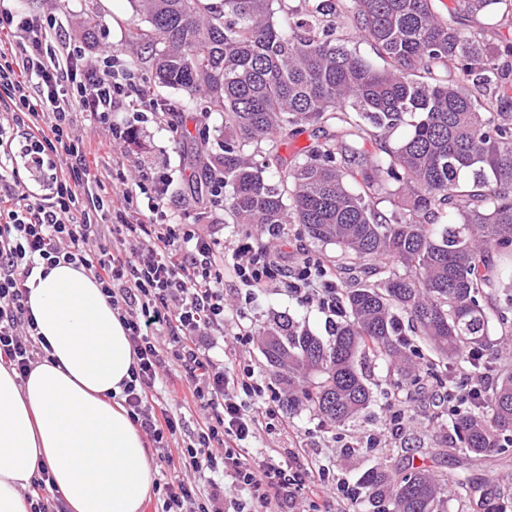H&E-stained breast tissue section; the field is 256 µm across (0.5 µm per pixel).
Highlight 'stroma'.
<instances>
[{
  "label": "stroma",
  "mask_w": 512,
  "mask_h": 512,
  "mask_svg": "<svg viewBox=\"0 0 512 512\" xmlns=\"http://www.w3.org/2000/svg\"><path fill=\"white\" fill-rule=\"evenodd\" d=\"M27 14L41 17L55 13L64 24V32L73 42L82 43L81 23L86 17L97 19L96 43L84 48L86 60H93L101 53L115 55L120 61L130 59L126 45V23L132 17L129 0H25ZM135 74L153 98L176 105V113L168 115L165 122H147L138 131L137 144L129 145L131 159L146 165L168 169L180 190L169 201L170 209L194 214L209 206V196L198 195V177L201 169L195 160V149L207 144L217 150L221 140V116L208 110L204 97L155 84L148 66L136 67ZM208 112L207 125L195 123L193 116ZM224 298L228 307L242 311L243 324L250 331H257L274 318L289 316L305 324L315 335L328 336V321L317 304L291 295L282 282L270 288L247 294L240 288L232 269L224 271ZM216 357L225 363H245L262 375L271 390H278L272 372L261 355L257 343L241 345L232 336H225L214 350ZM367 375L374 383V403L368 412L351 423L345 430L337 431L325 426L312 411L301 410L287 417V428L272 431L262 429L246 443L251 453H268L276 448L303 446L315 467L328 471L331 478L355 483L358 477L376 461L390 460L395 464L414 463L421 469L443 473L453 479L468 476L469 471L457 450L438 444L431 433L413 428L414 438L407 449H400L399 439H388L376 448L369 449L365 441L389 427L395 409L387 396L385 382L387 365L384 361H370L365 365Z\"/></svg>",
  "instance_id": "obj_1"
}]
</instances>
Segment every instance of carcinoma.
<instances>
[{"instance_id":"1","label":"carcinoma","mask_w":512,"mask_h":512,"mask_svg":"<svg viewBox=\"0 0 512 512\" xmlns=\"http://www.w3.org/2000/svg\"><path fill=\"white\" fill-rule=\"evenodd\" d=\"M134 63L158 83L208 98L222 114L224 212L235 224L303 234L339 255L345 317L325 341L287 316L258 331L288 411L304 406L342 430L372 404L364 361L388 363L389 386L411 387L428 415L430 388L465 359L479 374L501 351L492 322L512 330V82L498 65L512 41V0H131ZM353 29L376 64L348 45ZM308 145L278 155L305 126ZM403 137L390 141L398 129ZM372 145L374 150L366 149ZM254 146L249 152L246 147ZM388 202L390 209L381 207ZM449 417L471 461L512 450V370ZM483 512H512V487ZM448 480L376 464L357 480L353 512H448Z\"/></svg>"}]
</instances>
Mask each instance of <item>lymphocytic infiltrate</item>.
<instances>
[{
	"mask_svg": "<svg viewBox=\"0 0 512 512\" xmlns=\"http://www.w3.org/2000/svg\"><path fill=\"white\" fill-rule=\"evenodd\" d=\"M0 365L27 376L50 349L37 336L26 283L37 268L84 267L102 285L136 355L124 388L129 418L150 437L158 458L196 473L205 485L174 477L156 482L159 512H295L302 492L323 494L325 474L305 449L250 456L244 443L261 422L278 418L279 398L253 368L215 362L210 354L228 327L224 269L242 286L266 288L285 277L291 294L317 298L339 317L337 282L321 260L294 259L279 268L274 248L221 241L167 210L171 173L138 166L134 180L104 181L74 121L107 126L112 152L126 158L138 124L169 111L150 97L130 67L105 56L85 64L56 17L25 14L22 0H0ZM36 171L45 194L29 193L15 164ZM201 418L193 440L171 455L183 423L157 398L171 367ZM494 380L473 378L467 365L448 376L439 403L477 399ZM250 492L249 501L236 495Z\"/></svg>",
	"mask_w": 512,
	"mask_h": 512,
	"instance_id": "obj_1",
	"label": "lymphocytic infiltrate"
}]
</instances>
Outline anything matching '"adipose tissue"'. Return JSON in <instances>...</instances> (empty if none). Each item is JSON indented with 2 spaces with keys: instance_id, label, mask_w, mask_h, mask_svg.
<instances>
[{
  "instance_id": "adipose-tissue-1",
  "label": "adipose tissue",
  "mask_w": 512,
  "mask_h": 512,
  "mask_svg": "<svg viewBox=\"0 0 512 512\" xmlns=\"http://www.w3.org/2000/svg\"><path fill=\"white\" fill-rule=\"evenodd\" d=\"M29 290L54 359L24 379L0 366V512H31L24 491L42 468L66 512H142L154 476L121 404L135 361L122 321L84 269L58 265Z\"/></svg>"
}]
</instances>
